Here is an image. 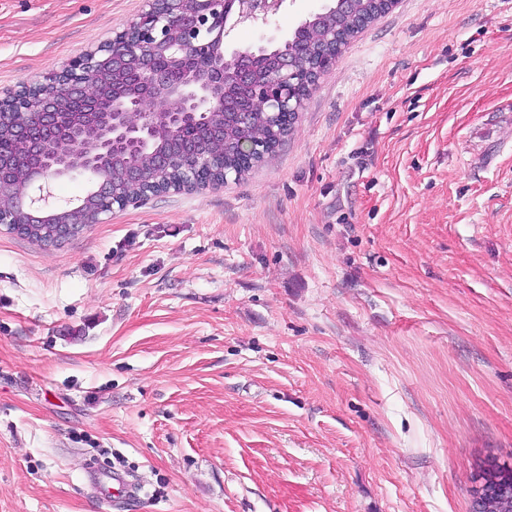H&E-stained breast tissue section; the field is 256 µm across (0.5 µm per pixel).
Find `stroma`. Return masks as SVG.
I'll use <instances>...</instances> for the list:
<instances>
[{
	"label": "stroma",
	"mask_w": 512,
	"mask_h": 512,
	"mask_svg": "<svg viewBox=\"0 0 512 512\" xmlns=\"http://www.w3.org/2000/svg\"><path fill=\"white\" fill-rule=\"evenodd\" d=\"M144 6L0 0V95ZM489 454L512 463V0H398L243 178L55 248L0 233V512H469Z\"/></svg>",
	"instance_id": "35a3bbf8"
}]
</instances>
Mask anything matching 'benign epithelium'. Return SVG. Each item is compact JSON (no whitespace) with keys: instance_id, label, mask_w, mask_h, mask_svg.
Returning a JSON list of instances; mask_svg holds the SVG:
<instances>
[{"instance_id":"7a95c632","label":"benign epithelium","mask_w":512,"mask_h":512,"mask_svg":"<svg viewBox=\"0 0 512 512\" xmlns=\"http://www.w3.org/2000/svg\"><path fill=\"white\" fill-rule=\"evenodd\" d=\"M283 0H146L144 10L116 34L112 42L79 60L0 97V125L12 128L20 150L0 151V172L20 168L21 181L9 199L0 202V231L23 236L25 224L48 225L43 245L57 246L77 235L84 225L123 210L135 199L124 192L128 184L141 187L140 199L169 192L154 177L157 168L178 167L182 191L226 181L224 162L210 153L159 154L153 148L157 132L182 135V145L194 149L192 131L200 117L224 111V87H246L238 119L247 121L254 106L269 113L276 130L262 144L242 149L247 163L272 153L282 131L298 119L304 100L319 76L344 45L336 36L321 46H309L297 60L277 59L273 86L256 90L248 69L230 68L229 59L255 57L250 51L224 53V38L241 23L263 20L279 10ZM338 9L355 20L356 0H338ZM128 164L112 172V154ZM82 175L91 184L89 196L104 202L96 212L86 198L57 205L51 182ZM512 489L485 493L477 479L472 512H508Z\"/></svg>"}]
</instances>
